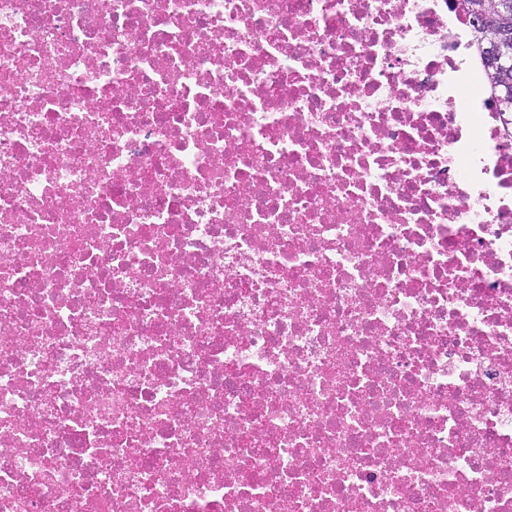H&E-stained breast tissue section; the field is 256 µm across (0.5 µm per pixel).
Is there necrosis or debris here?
<instances>
[{"instance_id":"4bbe7bcc","label":"necrosis or debris","mask_w":512,"mask_h":512,"mask_svg":"<svg viewBox=\"0 0 512 512\" xmlns=\"http://www.w3.org/2000/svg\"><path fill=\"white\" fill-rule=\"evenodd\" d=\"M459 0H0V512H512V128Z\"/></svg>"}]
</instances>
